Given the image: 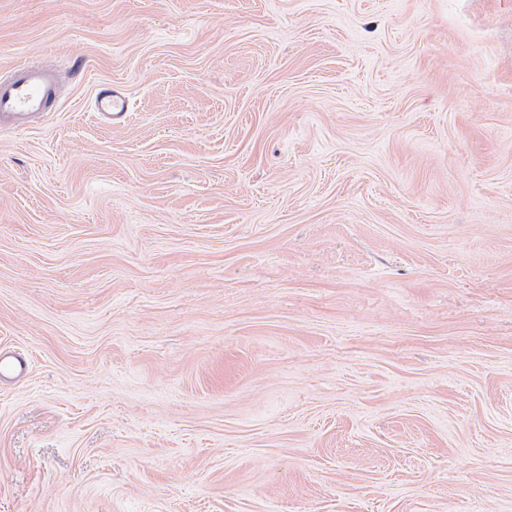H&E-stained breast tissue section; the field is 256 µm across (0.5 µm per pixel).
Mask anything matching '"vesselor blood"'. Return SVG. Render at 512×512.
I'll use <instances>...</instances> for the list:
<instances>
[{
	"mask_svg": "<svg viewBox=\"0 0 512 512\" xmlns=\"http://www.w3.org/2000/svg\"><path fill=\"white\" fill-rule=\"evenodd\" d=\"M60 73L51 66L31 62L0 74V128H19L47 112L54 99ZM94 104L99 115L120 120L129 109L128 94L116 88L100 90ZM25 354L0 351V377L19 378L28 372Z\"/></svg>",
	"mask_w": 512,
	"mask_h": 512,
	"instance_id": "obj_1",
	"label": "vessel or blood"
}]
</instances>
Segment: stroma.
<instances>
[{"mask_svg": "<svg viewBox=\"0 0 512 512\" xmlns=\"http://www.w3.org/2000/svg\"><path fill=\"white\" fill-rule=\"evenodd\" d=\"M34 57L0 512H512V0H0ZM94 104L99 115L112 118L113 124L126 115L129 109L127 92L115 87L101 89L94 98ZM28 358L21 352L0 351V377L20 378L28 372Z\"/></svg>", "mask_w": 512, "mask_h": 512, "instance_id": "stroma-1", "label": "stroma"}]
</instances>
